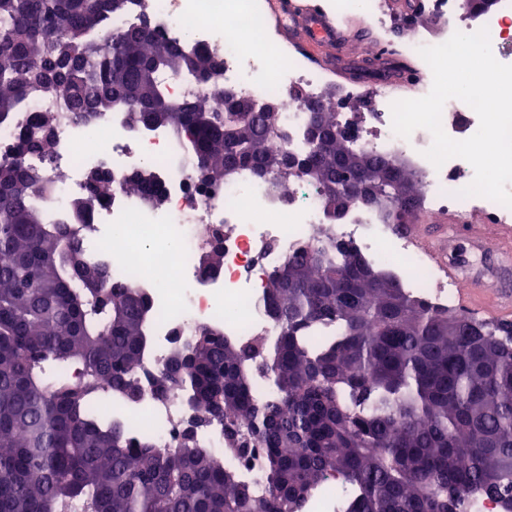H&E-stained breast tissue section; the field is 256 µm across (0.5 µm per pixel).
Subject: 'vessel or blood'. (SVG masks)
<instances>
[{
	"instance_id": "obj_1",
	"label": "vessel or blood",
	"mask_w": 512,
	"mask_h": 512,
	"mask_svg": "<svg viewBox=\"0 0 512 512\" xmlns=\"http://www.w3.org/2000/svg\"><path fill=\"white\" fill-rule=\"evenodd\" d=\"M270 8L279 15L287 36L298 41L322 65L334 67L332 50L343 46L347 40L343 29L326 21L320 13L293 7L290 0H270ZM406 232L421 239L429 255L447 268L450 277L461 282L460 302L467 313L491 314L505 322L512 320V285L503 279L504 271L512 268L511 225L493 224L482 217L452 216L434 226L407 225ZM461 235L474 248L491 245L496 256L495 264L464 270L448 249L449 240Z\"/></svg>"
}]
</instances>
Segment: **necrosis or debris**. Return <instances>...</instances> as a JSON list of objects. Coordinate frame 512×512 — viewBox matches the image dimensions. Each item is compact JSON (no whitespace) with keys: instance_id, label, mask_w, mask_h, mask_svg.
Here are the masks:
<instances>
[{"instance_id":"4bbe7bcc","label":"necrosis or debris","mask_w":512,"mask_h":512,"mask_svg":"<svg viewBox=\"0 0 512 512\" xmlns=\"http://www.w3.org/2000/svg\"><path fill=\"white\" fill-rule=\"evenodd\" d=\"M266 6V0H144L143 7L113 19L112 27L138 26L147 15L161 35L182 47L215 49L224 63L225 83L237 87L242 97L256 103L279 100V122L288 137L271 140V148L300 152L307 114L293 95L320 96L331 84L330 73L278 41L264 22ZM433 10L441 18L440 34L416 30L402 53L417 56L420 47L441 44L466 30L465 21L453 11V0H434ZM480 24L489 32L496 60L512 65V0H499L496 13ZM45 110L59 113L58 177L49 221L62 219L69 200L85 191L86 170L104 167L112 175L105 205L83 231V256L106 265L113 279L133 281L147 298L150 343L141 361L144 369L161 372L175 342L188 340L201 326L220 328L242 341L271 334L262 304L264 277L319 232L352 242L411 294L438 308L455 306L456 283L430 260L421 243L395 233L374 207L354 206L330 224L313 190L283 196L266 180L247 173L202 190L165 129L133 130L120 111L91 123L76 122L51 97L37 99L31 112ZM353 133L357 146L407 159L419 170L429 211H475L493 216L496 223L512 224V208L480 196H460V189L474 178L470 163L454 157L437 167L425 157L432 144L429 131L415 130L406 139L394 133L389 98H378ZM146 164L153 165L163 189L162 206L149 207L123 189L129 175ZM203 226L217 229L223 238V265L210 274L202 273L197 262L206 244L199 234ZM91 414L103 425L122 426L132 438H147L169 449L190 409L175 394L129 401L106 387Z\"/></svg>"}]
</instances>
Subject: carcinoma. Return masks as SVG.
<instances>
[{
    "mask_svg": "<svg viewBox=\"0 0 512 512\" xmlns=\"http://www.w3.org/2000/svg\"><path fill=\"white\" fill-rule=\"evenodd\" d=\"M135 0H0V126L52 86L70 111H122L134 128L173 132L195 158L191 178L217 185L248 170L280 192L303 182L336 222L375 206L394 229L420 207L418 175L399 159L356 147L325 100L296 153L304 176H276L278 112L224 101L223 62L181 49L145 16L112 32ZM372 74L408 72L391 56ZM167 72L203 88L170 97ZM57 118L16 128L0 158V512H304L329 479L350 495L337 512H470L480 499L512 504V323L440 310L373 268L349 241L316 238L267 273V338L239 342L210 328L172 348L166 368L134 377L148 345L149 305L130 282L84 261L80 227L106 202L100 172L50 224ZM41 155L44 166L25 162ZM125 190L148 205L162 195L149 168ZM223 249L205 250L208 272ZM265 359L270 394L254 393ZM74 372L52 382L46 369ZM136 401L177 392L224 422L225 447L256 462L253 486L180 429L169 452L104 427L90 407L100 385Z\"/></svg>",
    "mask_w": 512,
    "mask_h": 512,
    "instance_id": "cac0c4a2",
    "label": "carcinoma"
}]
</instances>
